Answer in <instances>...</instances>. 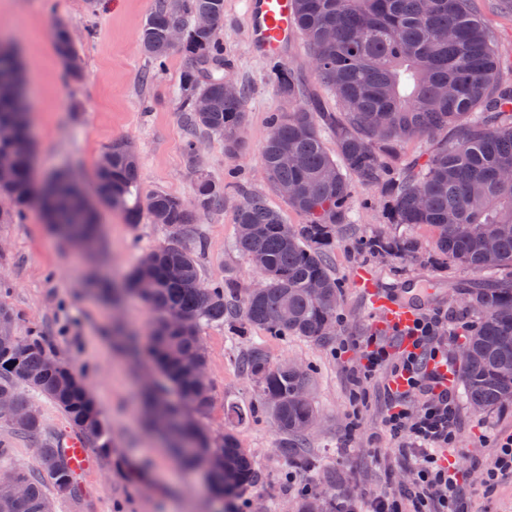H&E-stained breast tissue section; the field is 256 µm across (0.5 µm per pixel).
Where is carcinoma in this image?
Returning <instances> with one entry per match:
<instances>
[{"mask_svg":"<svg viewBox=\"0 0 512 512\" xmlns=\"http://www.w3.org/2000/svg\"><path fill=\"white\" fill-rule=\"evenodd\" d=\"M297 34L312 56L322 60L317 71L336 101L326 112L320 102L302 101L303 88L280 59L272 66L276 90L296 103L289 112L270 118V134L261 160L273 189L285 186L294 194L288 206L307 222L295 227L248 194L235 214V248L260 263L262 287L239 291L224 279L203 281L198 255L205 242L193 224V211L224 207V187L206 176L194 187V208L178 197L151 195L148 215L169 230L167 240L147 253L126 275L127 293L138 296L154 314L149 357L166 386L142 392L149 424L184 449L189 467L206 469L210 489L219 498L233 495L258 480L251 457L235 435H213L195 416L213 404L214 385H203L188 364L208 365L200 348L202 327L228 323L238 333L248 326L270 335L319 339L336 322L341 285L333 277L328 252L336 226L349 223L352 180L378 187L387 198L388 223L412 229L421 224L436 234L439 258L476 270H512V83L499 72L500 52L480 18L473 0H293ZM203 14L224 20V0H180L170 9L157 0L139 31V40L155 68L180 52L192 59L180 87V110L190 122L224 136L226 152L239 149L236 132L245 120V92L224 97V47L216 29L201 30ZM178 25L183 42L174 47L169 29ZM59 58L77 59L66 27L56 28ZM21 69L13 52L0 47V152L14 157L0 195L17 204L38 201L45 218L61 237L94 247L101 237L97 211L70 176L54 175L38 183L33 176V143L28 109L23 100ZM327 129L336 140L332 158L322 140ZM426 139L431 150L424 160L408 159L403 143ZM111 163L96 169L100 202L116 196L132 223L142 213L138 192V160L133 144L121 139L105 149ZM326 169L336 170V182L323 181ZM377 253L411 256L417 241L377 236L367 241ZM148 280L151 291L139 284ZM177 309L183 322L171 326L168 311ZM288 310V320L280 318ZM464 309L474 324L464 329L470 354L461 365L466 403L484 410L503 408L512 396V279L493 288H471ZM238 364L257 388L256 409L277 425L278 452L299 469L311 466L303 448L306 423L317 415L311 398L312 372L298 374L286 361H273L264 348L251 345ZM34 394L51 401L76 433L90 439L103 454L112 440L83 379L41 337L0 340V396L14 401L5 420L29 437L41 430ZM54 461L52 469L44 460ZM26 493H0V512H44L53 501L46 488L60 497L77 498L80 485L55 446L36 449L34 469H16ZM320 499L322 512H341L336 495L305 493L299 512Z\"/></svg>","mask_w":512,"mask_h":512,"instance_id":"cac0c4a2","label":"carcinoma"}]
</instances>
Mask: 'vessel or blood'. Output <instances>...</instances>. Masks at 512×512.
<instances>
[{"instance_id": "vessel-or-blood-1", "label": "vessel or blood", "mask_w": 512, "mask_h": 512, "mask_svg": "<svg viewBox=\"0 0 512 512\" xmlns=\"http://www.w3.org/2000/svg\"><path fill=\"white\" fill-rule=\"evenodd\" d=\"M247 13L258 48L262 54H278L288 39L294 37L292 0H248ZM360 286L381 322L406 326L414 320L417 308L411 302L378 290L372 280ZM60 450L76 476H84L95 468V462L83 439L68 436Z\"/></svg>"}]
</instances>
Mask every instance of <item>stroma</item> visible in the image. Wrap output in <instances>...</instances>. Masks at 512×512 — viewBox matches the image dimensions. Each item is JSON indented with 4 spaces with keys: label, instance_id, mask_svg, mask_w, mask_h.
Instances as JSON below:
<instances>
[{
    "label": "stroma",
    "instance_id": "obj_1",
    "mask_svg": "<svg viewBox=\"0 0 512 512\" xmlns=\"http://www.w3.org/2000/svg\"><path fill=\"white\" fill-rule=\"evenodd\" d=\"M155 4L156 0H0V46L21 54L24 64L35 174L42 179L70 169L84 184H92L105 148L126 139L137 153L141 196L164 192L189 203L197 178L210 177L224 187V206L195 215L206 241L199 257L202 277L232 278L242 287H252L258 273L232 246L234 214L244 193L263 196L287 223L306 222L271 187L260 159L270 115L289 111L292 104L274 87L270 59L260 56L252 44L244 0H224L218 38L224 45V76L246 91L243 148L232 158L224 150L223 137L190 131L179 109L178 92L191 60L173 53L152 81L144 79L152 64L142 51L139 30ZM476 7L495 36L502 77L512 81V9L504 0H476ZM61 25L68 28L78 50L82 76L77 80L66 78L55 51L52 34ZM282 58L306 94L329 101L302 38H294ZM191 139L199 147L193 164L185 151ZM350 210L353 221L337 227L331 248L332 272L342 284L333 335L282 340L259 328L243 337L226 325L202 330L214 403L199 421L215 435L233 430L260 473L258 481L237 496L219 501L208 495L200 469L181 473L180 486H170L168 478L179 473L178 467L161 448L159 435L142 424L141 382L150 376L156 387L165 384L147 354L152 311L137 297L124 292L106 297L91 286L98 271L122 282L145 253L166 240L167 229L145 216L139 223H129L122 211L102 205L101 243L88 250L54 234L35 201L24 205L22 218L0 222V304L17 314L16 336L43 337L73 370L84 373L112 435L111 455L98 457L96 469L80 480L85 497L56 498V512H296L299 489L305 485L317 492L335 491L337 500L351 503L371 489L407 499L414 481L410 456L384 426L390 372L384 367L363 375L360 350L368 336L394 347L400 341L394 326L379 324L357 288L363 274L388 290L420 286L425 293L422 313L447 317L443 335L448 384L459 397L457 437L448 460L468 473L464 510L512 512V478L490 486L483 483V470L500 442L512 437V408L477 413L461 400L457 353L463 338L456 331V314L467 289L489 287L511 277L512 271L479 272L442 264L436 258L434 233L426 227L414 232L419 250L413 258L365 250L364 242L374 236L398 238L406 230L388 223L379 189L354 185ZM254 343L262 344L272 360L286 358L314 371V403L321 422L305 441L314 461L311 469H296L279 456L280 436L263 414L232 427L224 419L226 404L246 410L257 401L253 382L234 363ZM37 405L42 418L37 438L0 419V441L7 444L13 466L33 468L38 445L57 442L69 430L52 402L41 397Z\"/></svg>",
    "mask_w": 512,
    "mask_h": 512
}]
</instances>
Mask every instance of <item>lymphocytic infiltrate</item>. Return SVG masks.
Listing matches in <instances>:
<instances>
[{"label": "lymphocytic infiltrate", "instance_id": "lymphocytic-infiltrate-1", "mask_svg": "<svg viewBox=\"0 0 512 512\" xmlns=\"http://www.w3.org/2000/svg\"><path fill=\"white\" fill-rule=\"evenodd\" d=\"M443 322L440 315L417 317L402 330V348L395 356L376 337H369L362 349L363 369L371 372L385 362L393 364L385 426L413 451L415 503H434L435 512H459L462 472L440 457L456 438L458 420L448 389V356L439 341Z\"/></svg>", "mask_w": 512, "mask_h": 512}]
</instances>
